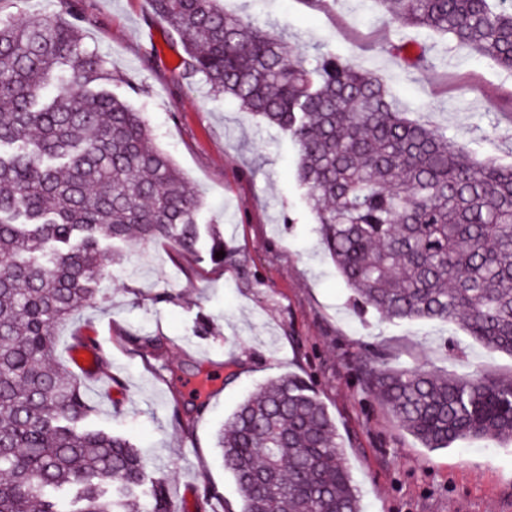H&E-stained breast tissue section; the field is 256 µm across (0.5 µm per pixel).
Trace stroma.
<instances>
[{
	"mask_svg": "<svg viewBox=\"0 0 512 512\" xmlns=\"http://www.w3.org/2000/svg\"><path fill=\"white\" fill-rule=\"evenodd\" d=\"M305 49L319 46L376 75L408 117L512 164V73L432 30L392 23L376 0H223ZM88 47L112 66V91L142 112L157 146L196 186L203 207L196 254L172 243L131 241L106 265L92 306L56 330L60 363L85 375L96 426L127 436L151 470L169 477L172 512H198L213 488L214 512H238L240 496L215 434L237 403L268 379L298 375L336 421L363 512H512V443L481 441L429 451L405 432L362 379L361 359L386 352L395 366L458 376H512V355L491 352L454 321L392 322L359 315L323 249L295 178L294 145L275 126L174 79L182 51L149 0H83ZM405 41L433 65L407 66L380 47ZM158 58L145 66L146 48ZM223 240L225 259L210 248ZM108 354L84 370L74 339ZM159 338L143 348L140 337ZM218 379L204 407L189 405L190 371Z\"/></svg>",
	"mask_w": 512,
	"mask_h": 512,
	"instance_id": "stroma-1",
	"label": "stroma"
}]
</instances>
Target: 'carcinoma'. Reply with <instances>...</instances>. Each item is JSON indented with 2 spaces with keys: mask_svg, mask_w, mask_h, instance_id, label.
<instances>
[{
  "mask_svg": "<svg viewBox=\"0 0 512 512\" xmlns=\"http://www.w3.org/2000/svg\"><path fill=\"white\" fill-rule=\"evenodd\" d=\"M402 26L448 35L512 70L504 0H377ZM181 39L180 74L276 126L297 150L316 231L363 307L457 320L512 355V166L479 161L410 120L375 75L330 51L309 63L220 0H150ZM81 10L0 16V512H171L167 478L94 427L83 382L55 364V329L94 303L105 252L200 240V200L114 95ZM381 50L425 69L402 41ZM364 384L423 447L512 442V377L439 375L380 354ZM240 512H362L327 407L300 376L270 380L218 431Z\"/></svg>",
  "mask_w": 512,
  "mask_h": 512,
  "instance_id": "obj_1",
  "label": "carcinoma"
}]
</instances>
